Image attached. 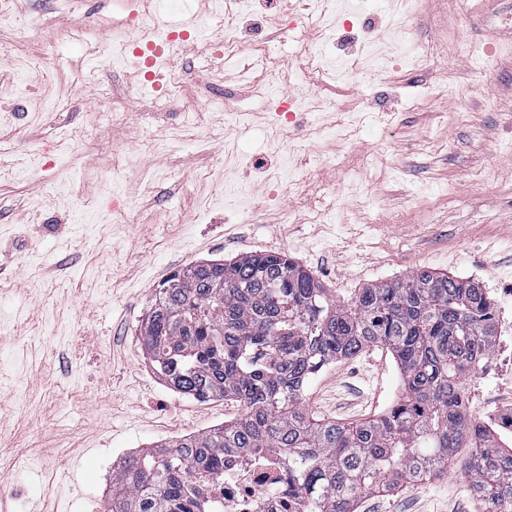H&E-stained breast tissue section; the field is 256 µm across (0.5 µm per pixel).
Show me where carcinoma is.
<instances>
[{
	"label": "carcinoma",
	"instance_id": "carcinoma-1",
	"mask_svg": "<svg viewBox=\"0 0 512 512\" xmlns=\"http://www.w3.org/2000/svg\"><path fill=\"white\" fill-rule=\"evenodd\" d=\"M495 318L479 285L424 268L342 299L277 252L173 273L139 326L150 364L173 390L241 412L127 456L112 470L108 512H215L203 487L224 477V458L262 449L280 456L305 512H354L370 493L444 472L461 448L485 512H512V447L469 413L465 389L494 351ZM376 346L400 372L396 402L355 423L306 411L313 376Z\"/></svg>",
	"mask_w": 512,
	"mask_h": 512
}]
</instances>
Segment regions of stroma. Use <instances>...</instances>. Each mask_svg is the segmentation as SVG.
<instances>
[{
  "label": "stroma",
  "instance_id": "obj_1",
  "mask_svg": "<svg viewBox=\"0 0 512 512\" xmlns=\"http://www.w3.org/2000/svg\"><path fill=\"white\" fill-rule=\"evenodd\" d=\"M0 17V474L8 512H106L126 456L235 417L152 370L137 326L174 271L280 252L337 297L427 268L478 282L512 336V0H366L368 40L394 26L425 63L377 56L334 72L336 108L318 135L279 115L277 81L214 56L224 22L202 16L174 70L190 111L153 112L112 40L139 0H5ZM301 4L251 0L270 53L297 54ZM484 57L461 52V44ZM43 72L25 86L21 66ZM125 106L123 122L111 105ZM319 209L321 224L289 212ZM402 381L388 350L333 363L305 390L317 418L384 412ZM478 420L512 407V364L469 388ZM460 465L365 496L357 512H482Z\"/></svg>",
  "mask_w": 512,
  "mask_h": 512
}]
</instances>
